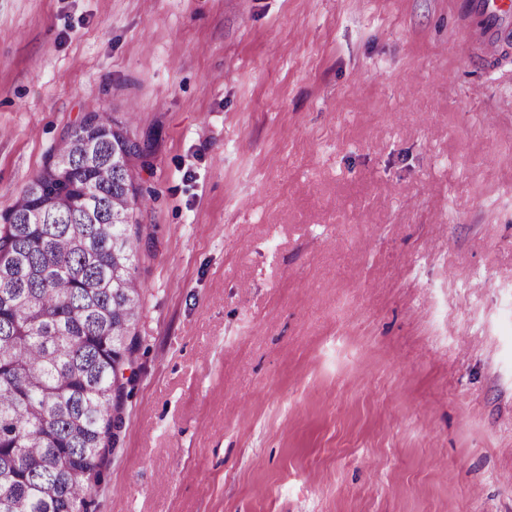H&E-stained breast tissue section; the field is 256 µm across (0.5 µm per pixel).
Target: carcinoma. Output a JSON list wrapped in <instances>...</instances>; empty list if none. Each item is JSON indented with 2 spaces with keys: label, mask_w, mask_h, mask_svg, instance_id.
<instances>
[{
  "label": "carcinoma",
  "mask_w": 512,
  "mask_h": 512,
  "mask_svg": "<svg viewBox=\"0 0 512 512\" xmlns=\"http://www.w3.org/2000/svg\"><path fill=\"white\" fill-rule=\"evenodd\" d=\"M145 156L93 107L0 215V512H95L137 346L132 163Z\"/></svg>",
  "instance_id": "cac0c4a2"
}]
</instances>
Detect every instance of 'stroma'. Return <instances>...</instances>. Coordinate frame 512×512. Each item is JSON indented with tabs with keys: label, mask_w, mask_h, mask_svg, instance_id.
<instances>
[{
	"label": "stroma",
	"mask_w": 512,
	"mask_h": 512,
	"mask_svg": "<svg viewBox=\"0 0 512 512\" xmlns=\"http://www.w3.org/2000/svg\"><path fill=\"white\" fill-rule=\"evenodd\" d=\"M460 0H0V213L148 138L96 512H512V44Z\"/></svg>",
	"instance_id": "stroma-1"
}]
</instances>
